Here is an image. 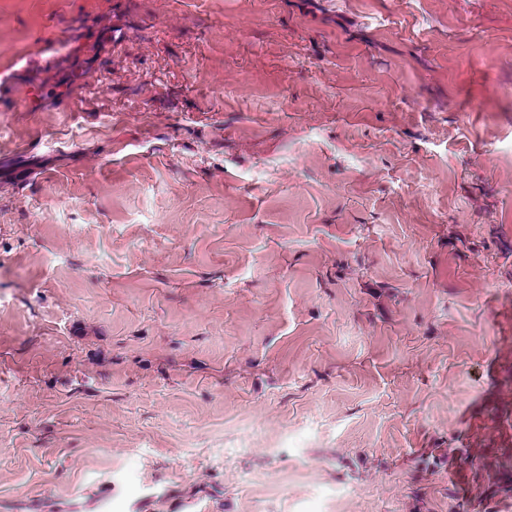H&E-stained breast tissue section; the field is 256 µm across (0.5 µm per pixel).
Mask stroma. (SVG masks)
I'll list each match as a JSON object with an SVG mask.
<instances>
[{"label":"stroma","mask_w":512,"mask_h":512,"mask_svg":"<svg viewBox=\"0 0 512 512\" xmlns=\"http://www.w3.org/2000/svg\"><path fill=\"white\" fill-rule=\"evenodd\" d=\"M178 6L0 0V512H512V0ZM30 67V64L26 62L23 66H21L17 70L11 69H0V96L6 91L10 90V99L15 105H30L34 95H37L35 92H27L16 90V82L15 75L19 70H24Z\"/></svg>","instance_id":"obj_1"}]
</instances>
